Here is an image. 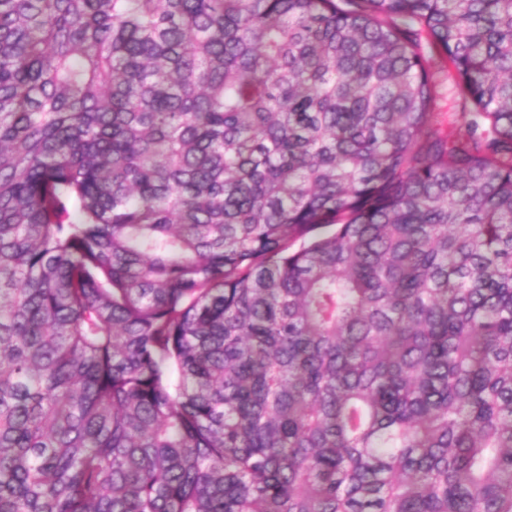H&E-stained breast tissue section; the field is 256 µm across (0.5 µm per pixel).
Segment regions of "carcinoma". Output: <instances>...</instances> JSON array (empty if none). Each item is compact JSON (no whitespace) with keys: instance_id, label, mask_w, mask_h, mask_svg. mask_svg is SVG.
Listing matches in <instances>:
<instances>
[{"instance_id":"1","label":"carcinoma","mask_w":512,"mask_h":512,"mask_svg":"<svg viewBox=\"0 0 512 512\" xmlns=\"http://www.w3.org/2000/svg\"><path fill=\"white\" fill-rule=\"evenodd\" d=\"M0 512H512V0H0ZM435 62L436 64L433 71L439 83V97L435 112H439L438 118L442 123V128L448 131V129L451 128L449 122L452 119L453 113L462 111V99L457 91L453 89L452 82L450 78H448V64L446 60L443 62L435 60Z\"/></svg>"}]
</instances>
